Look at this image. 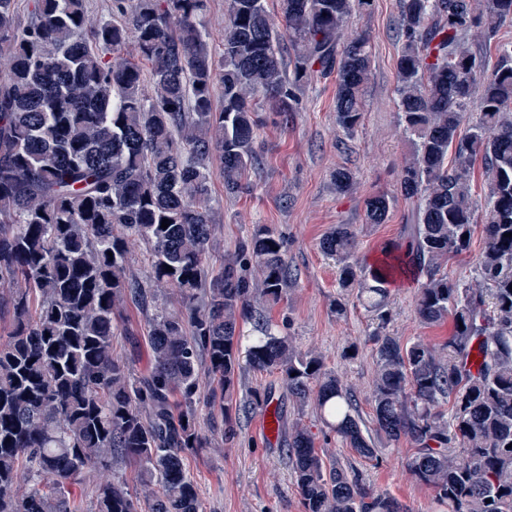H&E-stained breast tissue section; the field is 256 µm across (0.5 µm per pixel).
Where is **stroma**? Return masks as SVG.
<instances>
[{
    "label": "stroma",
    "mask_w": 512,
    "mask_h": 512,
    "mask_svg": "<svg viewBox=\"0 0 512 512\" xmlns=\"http://www.w3.org/2000/svg\"><path fill=\"white\" fill-rule=\"evenodd\" d=\"M399 28V0H371L368 9L353 14L343 30L347 37L365 33L372 53L363 117L353 136H346L336 124L335 77L314 76L302 87L288 125L263 118L256 131L262 163L250 172L247 189L230 195L221 179L211 184L218 231L210 265H220L232 256L257 226L285 236L286 260L296 279L280 301L261 305V315L273 333L291 336L298 350L319 354L326 368L352 391L362 428L373 436L379 460L359 458L314 407L302 408L289 399L278 374L246 366L232 392L240 410L237 438L222 441L207 417H200L209 446L185 458L202 512H304L286 452L288 434L298 423L310 431L316 448L357 468L368 484L395 497L407 512H446L435 501L433 490L408 474L410 443L394 444L375 435L371 316L352 294L344 297L346 313L336 315L334 304L340 296L336 263L320 248L322 238L335 225L350 224L357 233L359 262L371 265L386 244L406 242L407 228L415 219V201L399 189L410 154L399 127L396 95ZM340 168L356 176L355 187L346 194L336 193L332 185V176ZM379 193L392 198L388 217L382 224L367 223L364 200ZM424 280L419 272L391 284L388 331L400 344L421 341L439 349L452 335L453 323L427 325L419 320L415 306ZM125 324L112 338V352L126 359L135 372H145L150 365L145 312L127 307ZM256 389L270 394L272 408L282 414L283 426L276 439H268L260 423L262 409L251 403Z\"/></svg>",
    "instance_id": "obj_1"
}]
</instances>
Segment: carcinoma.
I'll return each mask as SVG.
<instances>
[{
  "label": "carcinoma",
  "instance_id": "carcinoma-1",
  "mask_svg": "<svg viewBox=\"0 0 512 512\" xmlns=\"http://www.w3.org/2000/svg\"><path fill=\"white\" fill-rule=\"evenodd\" d=\"M279 2L282 31L267 0H227L216 56L207 0H112V18L99 20L87 0H34L25 20L17 0H0V283L12 285L0 301L11 317L0 338V512H77L91 476V512H138L112 474L117 460L159 486L149 512H201L183 459L207 447L198 416L207 411L213 430L235 438L239 323L256 316V295L278 301L295 277L284 237L263 225L210 267L211 183L218 176L239 193L259 165L256 98L286 124L301 87L334 72L336 124L352 136L370 75L366 36L339 45L367 0ZM400 11L398 107L412 147L400 192L416 200V224L404 254L387 249L368 269L351 224L320 247L338 287L356 289L372 313L376 426L412 445L408 473L448 512H512V43L497 44L488 68L469 41L512 21V0H400ZM130 43L134 60L123 56ZM333 182L345 194L355 175L341 168ZM390 205L367 197V223H385ZM477 224L483 287L472 288L448 280L444 265L469 250L464 235ZM139 244L150 258L143 276L128 266ZM410 263L426 277L420 320L453 321L440 353L388 332V286ZM168 289L179 308L162 302ZM129 304L149 313L151 365L139 375L112 353ZM247 357L280 373L298 405L314 403L358 456L378 457L352 393L320 357L266 329ZM287 452L304 512H405L358 471L325 460L306 428Z\"/></svg>",
  "mask_w": 512,
  "mask_h": 512
}]
</instances>
